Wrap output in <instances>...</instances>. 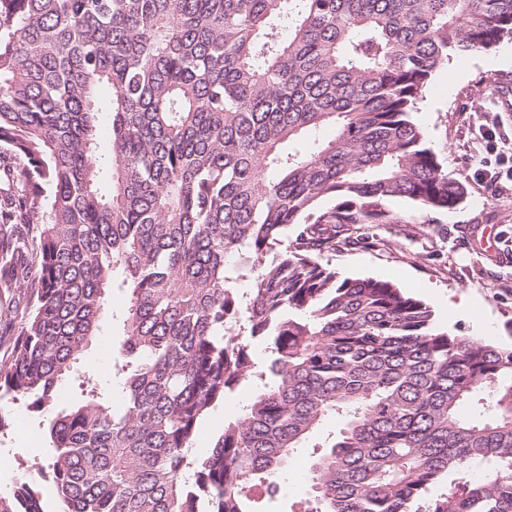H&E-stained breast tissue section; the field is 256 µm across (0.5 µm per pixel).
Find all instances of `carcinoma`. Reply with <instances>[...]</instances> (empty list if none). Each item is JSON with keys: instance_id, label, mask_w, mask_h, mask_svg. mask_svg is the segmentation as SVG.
I'll return each mask as SVG.
<instances>
[{"instance_id": "obj_1", "label": "carcinoma", "mask_w": 512, "mask_h": 512, "mask_svg": "<svg viewBox=\"0 0 512 512\" xmlns=\"http://www.w3.org/2000/svg\"><path fill=\"white\" fill-rule=\"evenodd\" d=\"M505 39L512 0H0V294L24 301L0 398L52 411L128 297L112 379L48 424L60 512H260L329 415L292 512H512V350L322 263L403 223L394 200L462 202L413 113L451 58ZM0 512H44L37 483ZM255 391L253 384H244L226 396L224 404L217 405L212 413L202 422L195 436L193 454L202 456L209 452L216 438L224 428V420L235 418L242 413Z\"/></svg>"}]
</instances>
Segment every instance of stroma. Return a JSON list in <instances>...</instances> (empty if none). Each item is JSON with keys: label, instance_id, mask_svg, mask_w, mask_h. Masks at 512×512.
I'll list each match as a JSON object with an SVG mask.
<instances>
[{"label": "stroma", "instance_id": "obj_1", "mask_svg": "<svg viewBox=\"0 0 512 512\" xmlns=\"http://www.w3.org/2000/svg\"><path fill=\"white\" fill-rule=\"evenodd\" d=\"M512 91V40L478 53L452 58L432 78L418 104L414 119L438 153L450 175L466 189L463 201L451 210H418L412 202H391L401 216L398 224H382L361 247L337 253L331 260L341 277L388 280L431 306L440 331L469 336L473 330L468 313L449 308L452 300H464L470 311L484 315L487 327L481 339L512 348V111H505L499 95ZM496 138L485 141L483 130ZM500 176V184H477V169ZM415 223H408V216ZM126 306L122 291L109 298V319L102 334L84 352L81 363L93 368L95 377L108 380L112 346L122 335L119 317ZM255 391L245 384L226 396L202 422L193 442V453L205 455L224 428L237 417ZM5 427L0 430V453L26 444L31 452L14 455L0 473V495L12 493L32 465L47 466L52 456L44 428L49 416L17 401L0 405ZM305 454H298L281 481L278 496L264 512H290L293 502L305 498L309 482L303 477Z\"/></svg>", "mask_w": 512, "mask_h": 512}]
</instances>
